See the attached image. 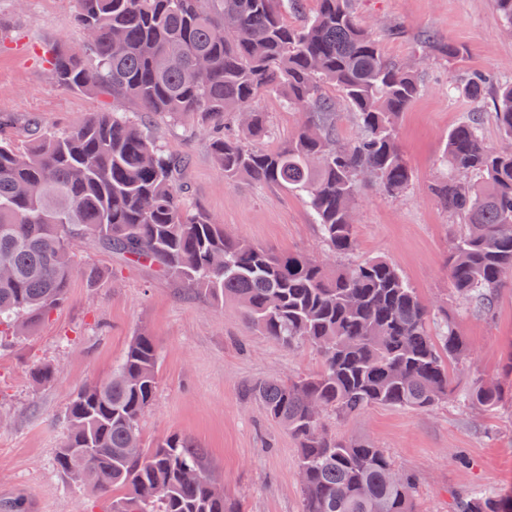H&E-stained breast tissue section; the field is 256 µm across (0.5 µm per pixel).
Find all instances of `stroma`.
<instances>
[{
    "label": "stroma",
    "instance_id": "35a3bbf8",
    "mask_svg": "<svg viewBox=\"0 0 512 512\" xmlns=\"http://www.w3.org/2000/svg\"><path fill=\"white\" fill-rule=\"evenodd\" d=\"M361 23L379 36L384 55L415 65L420 95L399 117L398 138L411 169L407 189L388 196L366 186L356 209L357 248L349 259L392 261L422 302L459 320L470 357L452 365L456 399L428 411L374 405L344 419L328 416L336 437L374 443L396 468L416 478V512H452L455 495L512 493V288L485 318L456 300L448 281L452 241L465 224L448 212L432 187L448 175L441 163L449 131L480 111L486 142L501 134L489 106L449 96V83L468 73L512 74V35L494 0H353ZM76 0H0V112L11 113L20 135L31 128L62 130L94 112L132 111L127 101L57 87L47 50L82 39ZM461 46L451 62L428 52L425 33ZM269 115L260 145L275 148L296 127L297 113L278 97L256 103ZM140 118L167 154L185 158L178 180L190 208L204 211L227 233L277 253L321 256L327 251L304 200L277 184L247 178L227 182L193 119ZM68 299L30 336L0 346V503L20 500L26 512H112V497L65 485L53 465L64 437L63 413L80 388L108 378L137 334L152 336L160 357L158 389L140 419L146 443L184 435L206 448L210 474L241 512H301L298 444L264 413L247 383L293 379L321 367L302 345L286 349L260 335L233 302L213 307L202 295L154 266L133 263L83 244ZM96 271L87 284V271ZM60 370L34 385L31 366ZM505 392L500 409L471 407L462 395L477 381Z\"/></svg>",
    "mask_w": 512,
    "mask_h": 512
}]
</instances>
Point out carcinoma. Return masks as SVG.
<instances>
[{
	"label": "carcinoma",
	"instance_id": "carcinoma-1",
	"mask_svg": "<svg viewBox=\"0 0 512 512\" xmlns=\"http://www.w3.org/2000/svg\"><path fill=\"white\" fill-rule=\"evenodd\" d=\"M77 2L76 23L95 38L52 48L51 80L141 112L197 119L225 180L245 176L305 197L329 257L275 253L190 211L176 161L126 112H95L24 140L0 116V340L37 328L65 303L83 241L149 263L217 308L237 302L252 327L282 346L305 343L320 353L313 375L249 386L298 442L301 512H414L413 476L390 481L393 462L381 449L338 439L323 420L373 404L428 410L453 396L448 367L467 355L459 322H431L392 262L334 261L356 248L363 176L390 196L410 183L397 120L420 93L416 70L383 55L353 0H315L310 13L305 0ZM287 13L302 20L290 25ZM423 43L450 60L464 55L431 34ZM327 84L356 115L348 143L338 139ZM448 93L490 99L501 136L512 139V78L474 72ZM268 94L301 116L275 150L245 143L267 136L266 115L253 104ZM443 162L451 176L433 191L467 226L448 258V280L488 317L501 290L512 288V150L488 145L474 113L448 134ZM158 371L153 338L141 333L108 380L76 392L55 454L59 473L103 494L122 490L112 512H240L216 493L208 454L195 441L173 434L143 443L139 421ZM57 375L52 364L31 369L40 385ZM502 393L480 381L463 400L492 411ZM456 512H512V497L471 493Z\"/></svg>",
	"mask_w": 512,
	"mask_h": 512
}]
</instances>
